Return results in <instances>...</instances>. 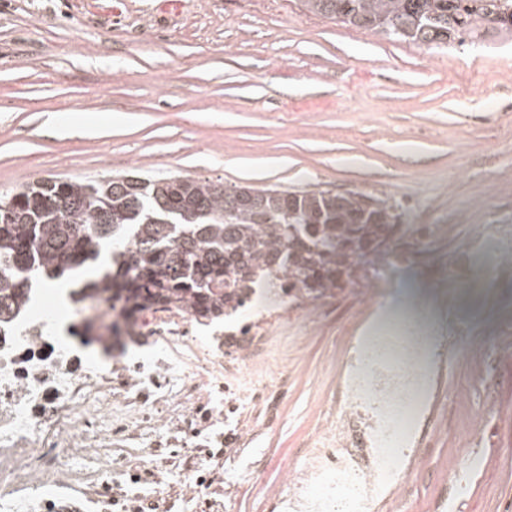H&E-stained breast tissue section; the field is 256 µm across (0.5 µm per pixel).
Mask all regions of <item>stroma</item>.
I'll return each instance as SVG.
<instances>
[{"mask_svg": "<svg viewBox=\"0 0 512 512\" xmlns=\"http://www.w3.org/2000/svg\"><path fill=\"white\" fill-rule=\"evenodd\" d=\"M133 170L362 192L405 226L329 309L289 317L236 512H268L390 307L421 312L431 378L411 475L376 512H512V37L429 50L299 0H0V195Z\"/></svg>", "mask_w": 512, "mask_h": 512, "instance_id": "35a3bbf8", "label": "stroma"}]
</instances>
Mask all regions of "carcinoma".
<instances>
[{"label": "carcinoma", "instance_id": "1", "mask_svg": "<svg viewBox=\"0 0 512 512\" xmlns=\"http://www.w3.org/2000/svg\"><path fill=\"white\" fill-rule=\"evenodd\" d=\"M314 14L427 49L512 34V0H301ZM402 231L359 192L234 185L139 173L50 178L0 196V320L34 280L82 271L71 299L108 292L125 312L184 303L220 321L242 288L288 272L311 293Z\"/></svg>", "mask_w": 512, "mask_h": 512}]
</instances>
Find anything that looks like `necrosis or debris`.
<instances>
[{"label":"necrosis or debris","mask_w":512,"mask_h":512,"mask_svg":"<svg viewBox=\"0 0 512 512\" xmlns=\"http://www.w3.org/2000/svg\"><path fill=\"white\" fill-rule=\"evenodd\" d=\"M273 301L250 292L236 328L182 305L128 320L121 346L86 354L65 310L28 299L0 323V512H231L252 449L281 400L265 352L288 314L317 297L280 277ZM423 324L381 323L346 361L344 397L315 447L288 469L270 512H375L402 485L421 390Z\"/></svg>","instance_id":"obj_1"}]
</instances>
